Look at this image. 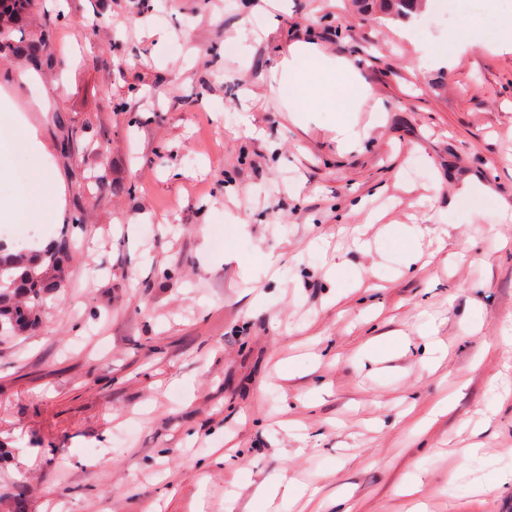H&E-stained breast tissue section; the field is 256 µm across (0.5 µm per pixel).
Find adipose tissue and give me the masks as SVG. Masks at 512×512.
<instances>
[{
    "label": "adipose tissue",
    "mask_w": 512,
    "mask_h": 512,
    "mask_svg": "<svg viewBox=\"0 0 512 512\" xmlns=\"http://www.w3.org/2000/svg\"><path fill=\"white\" fill-rule=\"evenodd\" d=\"M277 93L287 98L288 110L297 122L318 110L341 113L336 137L349 145L358 137L353 114L372 90L347 59L329 56L315 44L298 42L280 63Z\"/></svg>",
    "instance_id": "1"
}]
</instances>
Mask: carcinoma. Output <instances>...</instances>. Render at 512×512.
<instances>
[{
	"label": "carcinoma",
	"instance_id": "cac0c4a2",
	"mask_svg": "<svg viewBox=\"0 0 512 512\" xmlns=\"http://www.w3.org/2000/svg\"><path fill=\"white\" fill-rule=\"evenodd\" d=\"M35 0H0V62L22 54L34 65L49 55L50 25L26 28L23 21ZM422 0H363L391 19H408ZM73 249L69 231L36 254L10 252L0 243V337L18 338L40 322L45 301L65 284V264Z\"/></svg>",
	"mask_w": 512,
	"mask_h": 512
}]
</instances>
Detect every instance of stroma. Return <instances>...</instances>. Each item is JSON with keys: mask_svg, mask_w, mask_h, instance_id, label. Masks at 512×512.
<instances>
[{"mask_svg": "<svg viewBox=\"0 0 512 512\" xmlns=\"http://www.w3.org/2000/svg\"><path fill=\"white\" fill-rule=\"evenodd\" d=\"M62 9L42 71L0 65V142L40 152L12 153L26 179L7 170L0 200L54 182L50 220L0 240L83 221L38 331L0 341V512H256L281 476L315 496L267 512H410L415 482L426 512H512V479L485 482L512 472V348L490 345L512 333V50L413 65L512 0H434L410 39L352 0ZM298 41L371 87L353 147L336 113L295 123L273 90ZM467 180L484 200L455 198ZM385 224L420 225L422 259ZM391 336L396 355L368 356Z\"/></svg>", "mask_w": 512, "mask_h": 512, "instance_id": "1", "label": "stroma"}]
</instances>
